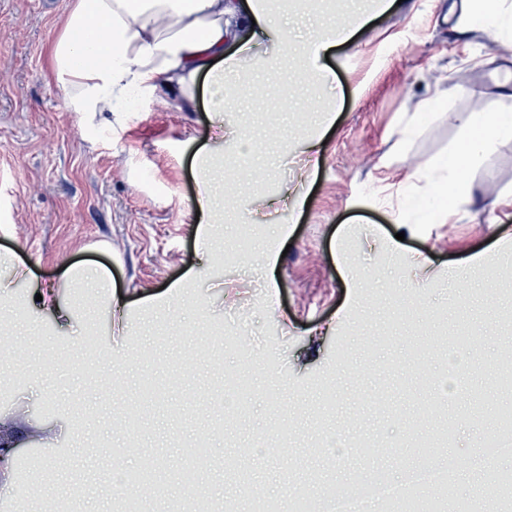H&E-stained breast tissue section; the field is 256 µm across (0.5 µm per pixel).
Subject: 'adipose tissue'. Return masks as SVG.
I'll use <instances>...</instances> for the list:
<instances>
[{"mask_svg":"<svg viewBox=\"0 0 512 512\" xmlns=\"http://www.w3.org/2000/svg\"><path fill=\"white\" fill-rule=\"evenodd\" d=\"M254 18L260 34L283 42L282 11L273 0H75L50 54V74L65 107L78 116L88 140L123 128L130 101L160 103L180 111L196 101L200 90L223 97L236 80L240 58L249 54L244 40L246 18ZM448 19L458 36L479 30L493 43L512 44V0H460L449 7ZM311 38L299 44L306 61L303 78L324 82L328 75L316 65L321 53L349 40L351 30L317 19ZM236 53H227L229 43ZM461 135L447 157L417 165L412 177L432 188L434 203L423 215L427 224H444L460 199L471 193L468 173L495 143L512 140V114H458ZM68 279H82L104 295L110 321L126 317V300L112 289L107 273L95 267L66 268ZM32 428L19 413L0 414V481L10 482L16 459L8 448L16 438L30 437Z\"/></svg>","mask_w":512,"mask_h":512,"instance_id":"ef3b65f1","label":"adipose tissue"}]
</instances>
